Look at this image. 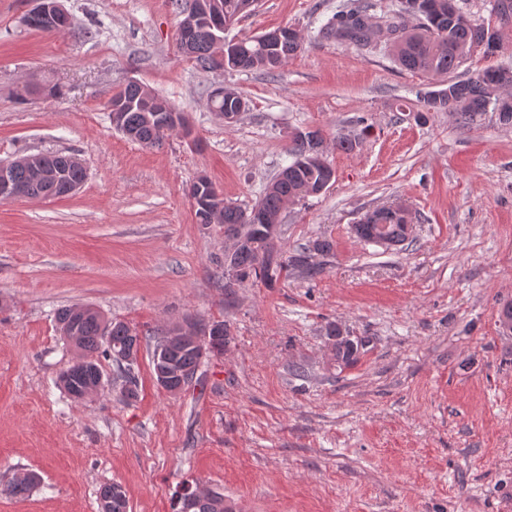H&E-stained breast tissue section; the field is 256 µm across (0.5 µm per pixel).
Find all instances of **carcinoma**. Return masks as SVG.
<instances>
[{
  "label": "carcinoma",
  "mask_w": 512,
  "mask_h": 512,
  "mask_svg": "<svg viewBox=\"0 0 512 512\" xmlns=\"http://www.w3.org/2000/svg\"><path fill=\"white\" fill-rule=\"evenodd\" d=\"M224 20L237 21L248 6L249 0H222ZM323 32L359 49L375 45L384 34L391 45L392 56L397 64L408 71L433 75L453 73L470 52L480 48L487 55L496 54L501 45H492L490 27L462 10L458 4L448 9V0H402L400 8L377 12L374 0H349L323 26ZM303 41L298 32L280 41H269L263 35L239 39L234 44L231 57L224 68L231 70L272 71L283 66L289 58L302 50ZM214 30L206 23L198 25L188 59L202 70L217 68ZM500 72L499 84L492 85L491 72ZM487 68L475 77L466 80H448V93L441 98L423 94L420 99L424 112H448L456 121L466 126L487 110L498 113V121L512 127V67ZM112 99H123L127 103L125 126L121 133L128 139L142 145L161 142L175 131L168 123V115L174 105L152 89L139 85L121 88ZM212 108L221 112H238L245 101L234 90L226 88L224 93L213 91L210 95ZM288 154V176L276 178L273 187L256 204L270 219L279 217L281 211L309 196L324 178V164L312 153L311 142L295 133L292 135ZM36 160L46 169L64 174L67 181L82 183L85 169L71 154L58 152L40 153ZM15 180L27 198H45L33 174L19 168ZM200 224H220L224 234L241 238V247L224 261L240 272V279L224 283L226 290L246 283H262L272 286L288 272L297 271L313 275L318 267L311 263V254L328 255L333 250L331 241L317 238L296 253L286 256L275 249L269 238V231L263 224H249L245 211L229 203L216 210H194ZM352 231L356 238L366 244L387 247L400 246L409 239L402 224L390 220L383 224H355ZM60 329L75 324V330L65 338L81 352L80 357L60 376V382L69 393H82L93 387L102 369L93 354L104 357L135 341H142L138 331L122 321L109 320L100 312L89 307L79 315L72 307L58 311ZM229 331L223 339L200 336L173 342L161 353H152L153 369L161 367L158 357L175 365L182 373L190 375L189 382L196 381L202 358L221 356L228 344ZM326 338L338 366L349 367L358 362L360 349L347 344V337L336 324L326 329ZM34 473L16 476L4 488L12 496H24L38 483ZM101 512H126L125 493L117 491L112 483L99 491ZM190 512H224V496L219 493L203 494L191 505Z\"/></svg>",
  "instance_id": "obj_1"
}]
</instances>
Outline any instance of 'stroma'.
Listing matches in <instances>:
<instances>
[{"label": "stroma", "mask_w": 512, "mask_h": 512, "mask_svg": "<svg viewBox=\"0 0 512 512\" xmlns=\"http://www.w3.org/2000/svg\"><path fill=\"white\" fill-rule=\"evenodd\" d=\"M342 0H257L227 31L290 26L301 52L264 71H205L176 49L172 0H62L64 31L29 28L33 0H0V159L64 152L87 177L63 198L0 200V512H98L121 484L130 512H175L190 482L229 512H512V127L487 111L460 126L422 112L440 78L400 70L325 37ZM498 31L466 79L512 63V17L459 0ZM92 37H83L85 28ZM136 80L184 113L161 144L114 129L112 95ZM56 85L44 95V84ZM218 86L247 109L227 123ZM319 131L333 185L279 216L278 248L316 238L321 272L224 292V230L197 223L187 189L206 174L250 210L288 165L295 131ZM340 136L358 138L350 152ZM401 203L410 244L359 242L366 211ZM89 306L148 335L226 321L223 357L172 395L155 382L152 345L135 366L137 396L107 385L77 400L58 377L76 353L55 313ZM369 338L338 368L328 324ZM38 485L6 494L19 473Z\"/></svg>", "instance_id": "35a3bbf8"}]
</instances>
